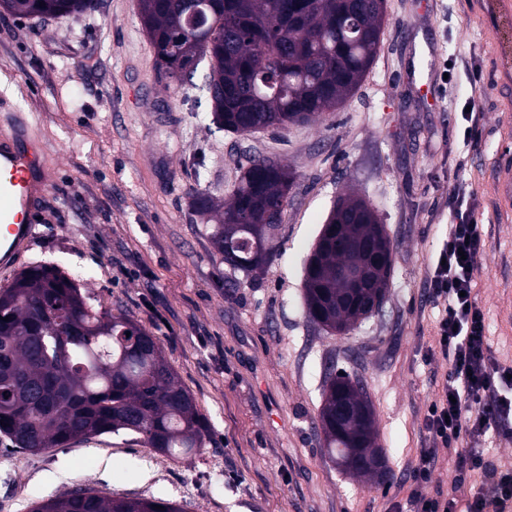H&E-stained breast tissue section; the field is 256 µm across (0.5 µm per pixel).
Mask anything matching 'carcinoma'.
<instances>
[{
	"label": "carcinoma",
	"mask_w": 512,
	"mask_h": 512,
	"mask_svg": "<svg viewBox=\"0 0 512 512\" xmlns=\"http://www.w3.org/2000/svg\"><path fill=\"white\" fill-rule=\"evenodd\" d=\"M141 18L159 61L164 90L188 82L210 60L201 87L220 131L249 135L308 123L352 96L381 47L386 0H140ZM96 0H0L18 18L81 14ZM227 201L195 189L194 211L206 218L220 260L253 279L278 254L277 230L293 181L281 160L249 155ZM366 218L344 221L333 210L320 235L341 245L312 249L305 260L307 318L346 333L382 306L394 272L396 246L362 198L339 199ZM363 267L364 281L340 276ZM40 264L0 289V435L28 451L60 448L124 433L178 456L205 447L208 425L146 329L125 312L104 309L83 282ZM9 321H3V318ZM361 405L360 429L325 425L336 403ZM317 425L321 448L337 465L359 443L349 475L376 483L387 475L371 400L359 378H329ZM30 512H183L163 499L110 497L94 489L38 502Z\"/></svg>",
	"instance_id": "obj_1"
}]
</instances>
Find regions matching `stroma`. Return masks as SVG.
Segmentation results:
<instances>
[{
    "label": "stroma",
    "mask_w": 512,
    "mask_h": 512,
    "mask_svg": "<svg viewBox=\"0 0 512 512\" xmlns=\"http://www.w3.org/2000/svg\"><path fill=\"white\" fill-rule=\"evenodd\" d=\"M387 0L381 50L359 90L323 119L238 136L190 108L207 73L162 89L139 0H98L66 17L0 14V99L29 115L53 171L30 247L0 287L34 263L92 271L89 291L155 336L210 430L201 451L171 457L104 435L41 452L0 439V512H30L85 484L105 495L162 498L184 512H388L435 397L422 356L432 341L427 264L455 189L471 191L485 234L476 274L495 357L512 364V198L498 189L512 151V96L499 93L482 0ZM433 47L447 83L431 109L408 77ZM483 119L464 153L461 112ZM279 158L295 178L276 259L256 280L215 257L188 192L227 198L243 153ZM379 213L397 246L382 312L344 335L310 322L304 261L347 189ZM360 377L390 476L340 471L313 430L327 365Z\"/></svg>",
    "instance_id": "35a3bbf8"
}]
</instances>
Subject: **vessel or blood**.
Returning a JSON list of instances; mask_svg holds the SVG:
<instances>
[{
	"instance_id": "vessel-or-blood-1",
	"label": "vessel or blood",
	"mask_w": 512,
	"mask_h": 512,
	"mask_svg": "<svg viewBox=\"0 0 512 512\" xmlns=\"http://www.w3.org/2000/svg\"><path fill=\"white\" fill-rule=\"evenodd\" d=\"M484 14L493 33L492 65L512 77V0H486ZM29 118L10 112L0 118V268L9 269L27 248L33 216L51 186Z\"/></svg>"
}]
</instances>
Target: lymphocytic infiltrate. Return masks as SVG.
<instances>
[{
	"label": "lymphocytic infiltrate",
	"instance_id": "obj_1",
	"mask_svg": "<svg viewBox=\"0 0 512 512\" xmlns=\"http://www.w3.org/2000/svg\"><path fill=\"white\" fill-rule=\"evenodd\" d=\"M474 212L471 195L454 191L445 235L427 266L437 314L426 358L448 369L423 419L409 493L390 512H512V464L485 451L487 435L512 440V366L494 357L475 295L485 240ZM443 448L454 472L447 490L434 479Z\"/></svg>",
	"mask_w": 512,
	"mask_h": 512
}]
</instances>
